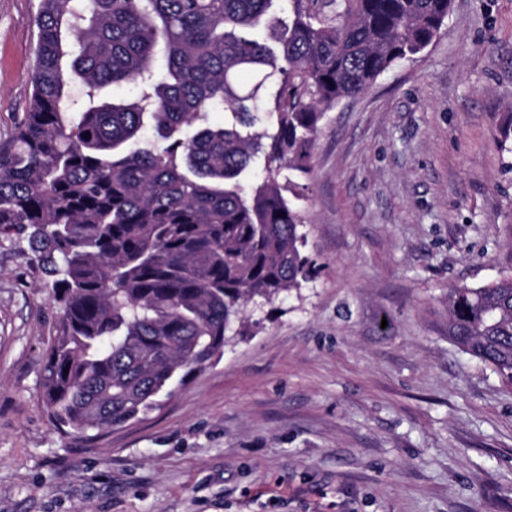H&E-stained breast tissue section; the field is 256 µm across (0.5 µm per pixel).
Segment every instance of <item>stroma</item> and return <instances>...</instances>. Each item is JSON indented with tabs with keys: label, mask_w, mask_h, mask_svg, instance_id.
<instances>
[{
	"label": "stroma",
	"mask_w": 512,
	"mask_h": 512,
	"mask_svg": "<svg viewBox=\"0 0 512 512\" xmlns=\"http://www.w3.org/2000/svg\"><path fill=\"white\" fill-rule=\"evenodd\" d=\"M39 0H0V143L26 112ZM512 0L326 110L303 288L251 305L160 409L81 435L42 405L56 311L0 238V512H512V388L448 338V290L512 274Z\"/></svg>",
	"instance_id": "stroma-1"
}]
</instances>
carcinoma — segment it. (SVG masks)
<instances>
[{"instance_id": "obj_1", "label": "carcinoma", "mask_w": 512, "mask_h": 512, "mask_svg": "<svg viewBox=\"0 0 512 512\" xmlns=\"http://www.w3.org/2000/svg\"><path fill=\"white\" fill-rule=\"evenodd\" d=\"M275 2L40 0L0 235L26 241L59 313L42 381L59 426L156 409L251 332L250 301L313 277L296 179L325 111L427 48L452 0ZM448 337L512 387V276L451 289Z\"/></svg>"}]
</instances>
